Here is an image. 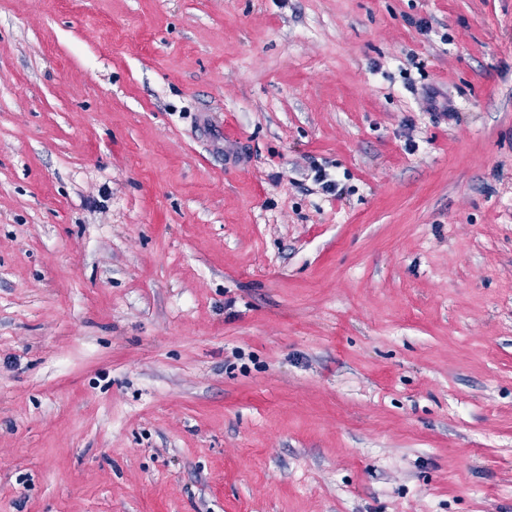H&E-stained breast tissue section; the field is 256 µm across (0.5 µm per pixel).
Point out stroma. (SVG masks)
<instances>
[{
    "label": "stroma",
    "mask_w": 512,
    "mask_h": 512,
    "mask_svg": "<svg viewBox=\"0 0 512 512\" xmlns=\"http://www.w3.org/2000/svg\"><path fill=\"white\" fill-rule=\"evenodd\" d=\"M0 512H512V0H0Z\"/></svg>",
    "instance_id": "35a3bbf8"
}]
</instances>
